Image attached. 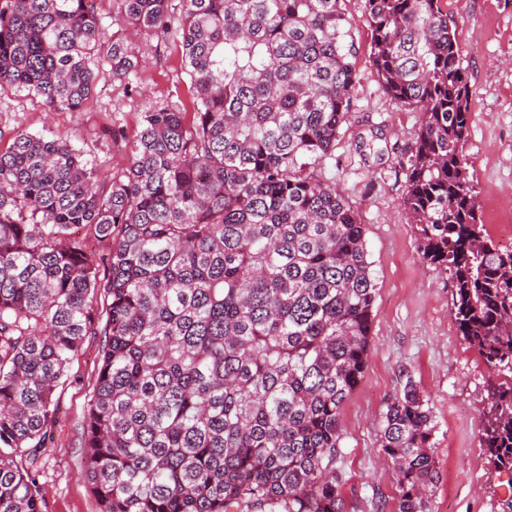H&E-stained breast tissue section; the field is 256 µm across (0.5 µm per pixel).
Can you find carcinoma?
Wrapping results in <instances>:
<instances>
[{
  "label": "carcinoma",
  "instance_id": "carcinoma-1",
  "mask_svg": "<svg viewBox=\"0 0 512 512\" xmlns=\"http://www.w3.org/2000/svg\"><path fill=\"white\" fill-rule=\"evenodd\" d=\"M97 2L0 0V91L79 112L100 79L133 89L135 52L101 53ZM117 3L135 31L179 40L193 112L139 113L110 178L65 135L0 151V512H40L56 391L97 335L83 435L98 512H346L340 413L376 283L357 210L321 176L358 74L341 0ZM365 18L384 92L422 114L403 196L422 258L448 273L463 338L512 374V249L479 216L447 3L365 0ZM489 398L483 448L512 473V383ZM433 432L409 379L381 424L397 512H427Z\"/></svg>",
  "mask_w": 512,
  "mask_h": 512
}]
</instances>
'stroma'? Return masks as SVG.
<instances>
[{
	"instance_id": "35a3bbf8",
	"label": "stroma",
	"mask_w": 512,
	"mask_h": 512,
	"mask_svg": "<svg viewBox=\"0 0 512 512\" xmlns=\"http://www.w3.org/2000/svg\"><path fill=\"white\" fill-rule=\"evenodd\" d=\"M447 3L469 87V173L481 221L503 246L507 240L498 227L512 225V0ZM341 7L360 49L358 77L323 175L359 213L377 288L367 368L342 411L338 466L346 478L347 512H396L397 476L380 450V426L410 380L427 399L435 424L438 479L427 493L428 512H503L506 494L489 468L481 435L489 389L506 378L493 374L464 340L450 314L447 274L421 257L416 227L402 206L406 155L421 117L389 99L370 65L363 0H343ZM98 8L108 33L139 53L135 91L101 80L90 106L79 112H50L26 94L0 92V151L18 131L50 130L71 137L90 165L113 173L127 164L113 130L134 136L139 112L151 104L189 101L178 44L145 46L117 20L115 0H99ZM101 346V337L86 338L69 382L57 393V422L40 467L41 512H98L84 475L83 424Z\"/></svg>"
}]
</instances>
